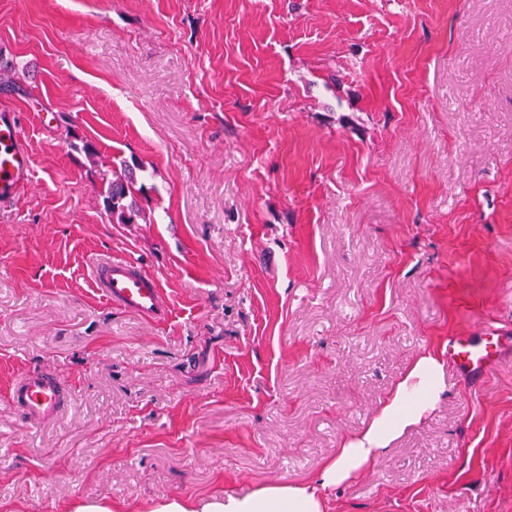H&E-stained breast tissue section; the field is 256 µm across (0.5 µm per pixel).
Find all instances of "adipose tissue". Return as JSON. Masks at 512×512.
I'll list each match as a JSON object with an SVG mask.
<instances>
[{
  "instance_id": "adipose-tissue-1",
  "label": "adipose tissue",
  "mask_w": 512,
  "mask_h": 512,
  "mask_svg": "<svg viewBox=\"0 0 512 512\" xmlns=\"http://www.w3.org/2000/svg\"><path fill=\"white\" fill-rule=\"evenodd\" d=\"M442 370L437 355L420 357L391 390L369 425L343 443L309 483L263 485L244 495L227 493L199 508L173 499L155 512H326L323 490L342 485L369 469L400 433L420 421L442 389Z\"/></svg>"
}]
</instances>
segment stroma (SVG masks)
<instances>
[{
    "instance_id": "35a3bbf8",
    "label": "stroma",
    "mask_w": 512,
    "mask_h": 512,
    "mask_svg": "<svg viewBox=\"0 0 512 512\" xmlns=\"http://www.w3.org/2000/svg\"><path fill=\"white\" fill-rule=\"evenodd\" d=\"M5 66L35 178L0 204V512L307 483L421 355L512 334V0H0ZM106 256L166 322L105 301ZM33 369L59 419L12 404ZM323 495L512 512V346ZM101 179L107 184L104 206L112 221L117 224L134 223V217L139 214L135 194L140 190L136 189L134 171L131 168L125 169L123 174L112 171V179L109 171H102ZM94 280L105 299L113 306L153 322H165L170 308L153 276L127 257H108L97 262ZM9 395L21 413L32 421L59 418L68 402L67 388L61 380L40 369L20 377Z\"/></svg>"
}]
</instances>
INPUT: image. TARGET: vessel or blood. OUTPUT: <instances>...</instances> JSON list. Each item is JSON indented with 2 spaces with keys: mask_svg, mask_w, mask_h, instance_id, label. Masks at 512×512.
<instances>
[{
  "mask_svg": "<svg viewBox=\"0 0 512 512\" xmlns=\"http://www.w3.org/2000/svg\"><path fill=\"white\" fill-rule=\"evenodd\" d=\"M33 176L31 154L18 115L0 111V204L14 199L20 186ZM94 280L114 306L154 322L166 321L170 308L153 276L127 257H108L97 262ZM503 344L493 330L483 328L467 336L448 339V362L479 387L494 367ZM14 405L33 421L59 418L68 402L65 385L53 374L32 370L20 377L9 392Z\"/></svg>",
  "mask_w": 512,
  "mask_h": 512,
  "instance_id": "obj_1",
  "label": "vessel or blood"
}]
</instances>
